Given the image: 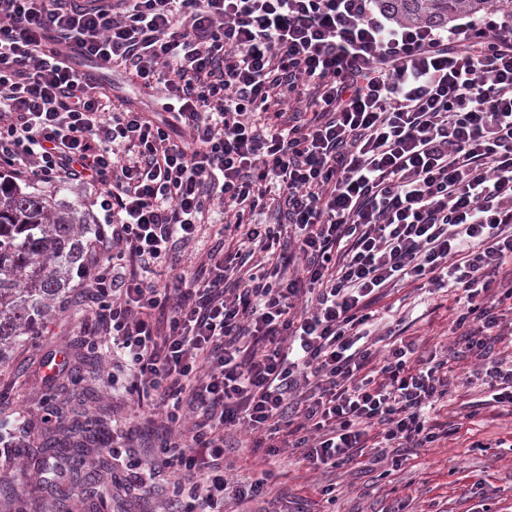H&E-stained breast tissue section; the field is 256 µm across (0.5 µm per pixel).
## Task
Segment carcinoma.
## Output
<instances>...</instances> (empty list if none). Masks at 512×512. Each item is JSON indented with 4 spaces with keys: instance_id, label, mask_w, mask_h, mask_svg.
<instances>
[{
    "instance_id": "cac0c4a2",
    "label": "carcinoma",
    "mask_w": 512,
    "mask_h": 512,
    "mask_svg": "<svg viewBox=\"0 0 512 512\" xmlns=\"http://www.w3.org/2000/svg\"><path fill=\"white\" fill-rule=\"evenodd\" d=\"M377 7L404 25L446 26L481 15L487 0H377ZM94 232L79 205L0 185V359L66 299Z\"/></svg>"
}]
</instances>
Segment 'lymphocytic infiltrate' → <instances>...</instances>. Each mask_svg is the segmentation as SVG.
<instances>
[{
    "label": "lymphocytic infiltrate",
    "mask_w": 512,
    "mask_h": 512,
    "mask_svg": "<svg viewBox=\"0 0 512 512\" xmlns=\"http://www.w3.org/2000/svg\"><path fill=\"white\" fill-rule=\"evenodd\" d=\"M102 62L165 89L162 116L112 109L83 75ZM0 171L100 200L76 339L134 406L112 422L115 487L151 494L165 468L170 512H228L263 488L224 475L239 430L316 469L374 437L396 468L439 440L446 361L371 340L375 301L404 283L463 301L451 334L512 408L494 356L512 317L496 8L411 26L375 0H0ZM216 209L236 246L202 278L182 250ZM143 421L161 459L128 453Z\"/></svg>",
    "instance_id": "f902f5d3"
}]
</instances>
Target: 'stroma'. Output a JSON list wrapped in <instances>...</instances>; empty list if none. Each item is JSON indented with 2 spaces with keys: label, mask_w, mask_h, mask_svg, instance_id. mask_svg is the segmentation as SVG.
Here are the masks:
<instances>
[{
  "label": "stroma",
  "mask_w": 512,
  "mask_h": 512,
  "mask_svg": "<svg viewBox=\"0 0 512 512\" xmlns=\"http://www.w3.org/2000/svg\"><path fill=\"white\" fill-rule=\"evenodd\" d=\"M75 306V299H68L39 335L0 360V413L26 409L32 414L33 425L22 435L25 445H39L55 428L44 422L48 406L35 388L58 342L79 328ZM375 308L388 317L395 339L427 343L453 365L448 401L434 419L457 423L458 432L412 450L400 469L388 473L378 465L353 463L314 469L292 449H281L268 492L250 503L251 512H512V411L486 407V386L468 382L473 362L458 354L450 334L457 312L453 293L430 295L401 285ZM78 365L83 381L60 392L70 413L107 421L126 414L122 395L113 394L107 377L97 375L94 361L82 358Z\"/></svg>",
  "instance_id": "stroma-1"
}]
</instances>
